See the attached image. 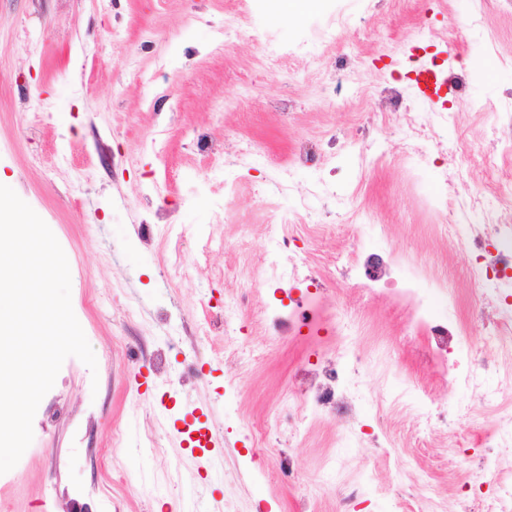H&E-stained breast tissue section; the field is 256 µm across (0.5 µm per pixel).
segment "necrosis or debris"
I'll list each match as a JSON object with an SVG mask.
<instances>
[{"label": "necrosis or debris", "instance_id": "1", "mask_svg": "<svg viewBox=\"0 0 512 512\" xmlns=\"http://www.w3.org/2000/svg\"><path fill=\"white\" fill-rule=\"evenodd\" d=\"M455 122L452 112L426 116L410 112L409 135L402 145V156L408 166H416L425 145L435 144V126ZM492 135L493 147L483 153L475 152L465 137L453 140L447 154L454 168L445 173L443 182L450 185L458 172L477 171L494 183V190L465 196L443 191L427 200L445 218L443 224L437 225V234L448 239L456 251L480 257L479 262L465 268V279L471 287L475 308L488 302L495 303L496 308L486 334L478 342L453 345L454 337L468 331L467 325L446 315L457 303L454 288L448 279L432 281L421 270L404 276L405 261L394 250H387L382 256L362 251L336 254L328 264L330 274L326 277L305 271L304 261L297 258L299 240L324 237L328 227L319 219L300 230L287 217H276L272 223L275 246L266 255L263 275L247 282L251 288L272 284L291 292L287 303L265 310V321L287 322L295 336L325 334L340 341L335 353H317L306 373L309 387L304 398L289 408L288 416L298 430L313 415H357L360 406L353 373L372 359L387 358L388 352L382 347L371 357L348 346L351 338L366 331L363 303L385 300L404 314L408 329L426 338L428 362L449 370L453 381L470 389L473 398L449 408L428 396L415 404L406 388L394 395V411L428 425L438 419L451 428L478 414L493 422L492 428L480 436L482 445L490 450L481 466L493 474L497 491L477 503L462 500L461 512H473L477 507L482 512H512V468L503 464L505 458L512 457V371L500 368L501 363L512 362V166L498 164L501 158H512V94L507 95L496 115ZM333 278L354 288L360 305L339 306L327 316L314 314L306 308V300L318 298ZM493 374L499 378L494 386L488 382Z\"/></svg>", "mask_w": 512, "mask_h": 512}]
</instances>
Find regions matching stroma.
I'll use <instances>...</instances> for the list:
<instances>
[{
    "mask_svg": "<svg viewBox=\"0 0 512 512\" xmlns=\"http://www.w3.org/2000/svg\"><path fill=\"white\" fill-rule=\"evenodd\" d=\"M234 0H0V179L49 226L68 260L71 305L92 347L96 369L67 358L33 419V441L0 474L6 512H337L340 473L376 471L359 512H391L428 475L435 506L458 512L459 488L481 479L478 431L432 429L416 447L390 428V395L418 381L442 403L469 399L424 359L425 340L404 316L373 302L368 319L391 356L359 378V428L333 447V416L310 420L293 436L286 405L300 397L311 353L262 312L273 291L241 290L237 272H260L274 242L264 202L296 224L319 216L334 227L320 252L386 249L422 262L432 277L460 269L468 256L449 249L434 227L441 215L422 198L442 186L429 157L418 182L401 160L402 113L383 121L372 143L358 128L372 111L337 105L335 86L371 95L398 75L416 112H454L444 140L466 132L474 150L512 90V13L477 10L476 0H399L376 12L350 0L352 26L325 39L298 35L279 16L266 21L293 54L270 62L244 36L223 37ZM456 39L455 69L471 81L464 98L424 99L412 78L426 52ZM354 65L336 78L335 64ZM312 139L320 170L294 165ZM242 180L228 212L217 211L225 169ZM289 188L268 194L279 177ZM325 182L309 208L298 192ZM370 216L348 230L353 211ZM388 225L381 237L380 225ZM236 298L238 353H224V300ZM205 423L221 436V454L180 446L182 431ZM389 427L392 445H370L368 431ZM262 428L260 449L246 435Z\"/></svg>",
    "mask_w": 512,
    "mask_h": 512,
    "instance_id": "1",
    "label": "stroma"
}]
</instances>
